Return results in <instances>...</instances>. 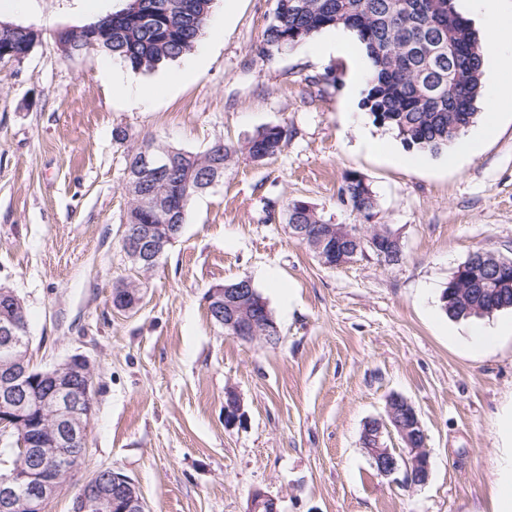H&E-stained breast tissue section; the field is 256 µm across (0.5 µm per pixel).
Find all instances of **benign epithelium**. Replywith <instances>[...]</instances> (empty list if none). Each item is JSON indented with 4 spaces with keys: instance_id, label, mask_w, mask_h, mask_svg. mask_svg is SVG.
Returning <instances> with one entry per match:
<instances>
[{
    "instance_id": "7a95c632",
    "label": "benign epithelium",
    "mask_w": 512,
    "mask_h": 512,
    "mask_svg": "<svg viewBox=\"0 0 512 512\" xmlns=\"http://www.w3.org/2000/svg\"><path fill=\"white\" fill-rule=\"evenodd\" d=\"M172 163V156L145 152L136 168L140 180L161 176ZM161 234L153 224H128L122 247L128 257L151 267L167 244L182 234L179 224L165 225ZM292 236L308 241L318 239L322 262L330 268L344 266L360 253L373 252L382 258L403 249L400 232L389 224L376 225L377 232L367 237H354L345 227L341 233L328 231L308 234L300 224H291ZM351 245L341 249L339 244ZM141 301L140 291L131 289L113 302L120 311H132ZM209 311L215 312L218 325L244 342L263 339L266 312L260 311L249 282L238 288H214L207 296ZM22 326L16 315L4 314L0 322V432H13L19 437L8 476L0 480V512H13L16 503L26 512H47L50 500L60 491L66 479L84 463L87 448V424L91 416L93 371L88 359L80 354L44 370L33 371L25 364L29 347L20 335ZM42 382L45 395L33 398L30 385ZM224 422L236 425L245 413L240 396L233 390L225 394ZM388 417L378 419V431L368 434L367 452L378 473L388 476L404 469L410 486L424 484L429 477V458L424 450V428L417 410L408 400L387 406ZM397 434L409 453L401 458L386 443V437ZM149 512L138 488L127 476L112 473V484L104 487L93 474L81 484L74 512Z\"/></svg>"
}]
</instances>
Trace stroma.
<instances>
[{
    "label": "stroma",
    "mask_w": 512,
    "mask_h": 512,
    "mask_svg": "<svg viewBox=\"0 0 512 512\" xmlns=\"http://www.w3.org/2000/svg\"><path fill=\"white\" fill-rule=\"evenodd\" d=\"M275 0H214L191 54L141 73L92 52L63 58L54 33L90 22L82 0H0V20L41 37L0 62V286L20 298L40 369L72 354L93 369L85 461L48 512H73L79 486L111 469L150 512H249L254 492L277 512H495L501 417L512 407V310L448 318L440 295L475 249L512 258V108L478 151L448 163L404 162L402 142L361 105L367 58L321 56L325 30L272 61L258 49ZM151 84L141 101L100 78ZM337 79H324L328 67ZM279 124L281 153L239 160L195 197L181 236L142 272L122 250L132 152L151 141L200 152ZM125 138H118V131ZM362 177L376 221L399 230L404 258L368 254L329 268L290 233L287 201L357 224L341 204L344 175ZM250 278L280 330L277 345L227 336L207 311L210 288ZM143 299L115 310L112 290ZM479 327L498 329L487 347ZM235 390L244 423L226 426ZM397 394L425 430L430 477L408 487L378 474L361 444L366 421Z\"/></svg>",
    "instance_id": "1"
}]
</instances>
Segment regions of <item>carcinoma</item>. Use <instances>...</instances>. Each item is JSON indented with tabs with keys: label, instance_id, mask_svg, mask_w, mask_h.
Here are the masks:
<instances>
[{
	"label": "carcinoma",
	"instance_id": "1",
	"mask_svg": "<svg viewBox=\"0 0 512 512\" xmlns=\"http://www.w3.org/2000/svg\"><path fill=\"white\" fill-rule=\"evenodd\" d=\"M213 0H125L120 10L71 32V51L80 54L85 38L105 31L95 51L125 63L134 71L150 72L164 61L190 53L209 21ZM276 20L267 24L258 54L270 61L275 54L327 29L344 27L355 34L369 63L362 106L374 121L394 131L410 148L430 154L448 150L478 119L483 96L481 45L471 21L454 0H276ZM29 27H0V61H20L34 48ZM288 129L266 125L237 144L215 142L202 152L183 151L166 182L147 187L126 185L130 197L126 223L163 224L165 205L180 185L183 210L173 214L186 223L191 199L203 193L207 178L236 160L263 161L282 151ZM354 206L376 208L368 186L355 174L344 177ZM287 223L322 229L328 224L316 207L291 200ZM442 309L452 319L480 318L512 308V283L492 293L477 277L467 281L452 275L441 294Z\"/></svg>",
	"mask_w": 512,
	"mask_h": 512
}]
</instances>
